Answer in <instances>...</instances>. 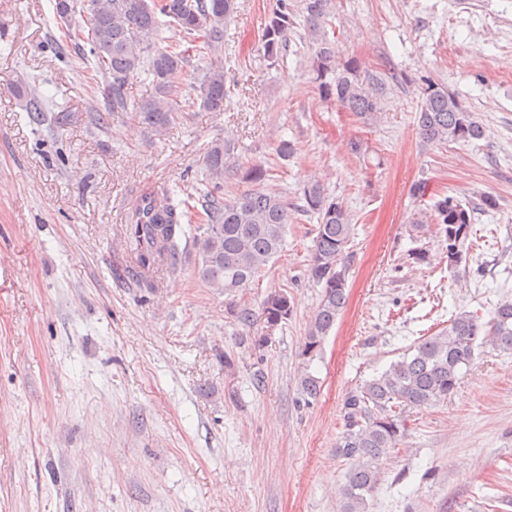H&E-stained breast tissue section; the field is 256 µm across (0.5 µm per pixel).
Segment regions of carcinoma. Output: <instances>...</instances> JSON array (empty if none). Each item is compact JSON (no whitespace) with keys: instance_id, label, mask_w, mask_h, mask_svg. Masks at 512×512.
<instances>
[{"instance_id":"1","label":"carcinoma","mask_w":512,"mask_h":512,"mask_svg":"<svg viewBox=\"0 0 512 512\" xmlns=\"http://www.w3.org/2000/svg\"><path fill=\"white\" fill-rule=\"evenodd\" d=\"M93 5L85 16L87 42L98 68L109 77L112 94V111L98 113L93 120L107 125L121 113L152 133L162 134L181 117L179 97L187 60L183 52L153 49L159 17L170 19L193 37L195 50L218 54L224 22L236 11V0H93ZM54 9L57 20L71 23L74 0H55ZM301 13L304 29L315 45L313 66L323 96L360 115L374 117L384 111L382 78L361 75V64L355 59L336 65V43L325 31L331 0H301ZM294 27L288 0H276L263 34L268 59H279ZM142 72L151 78L153 92L145 99H133L127 94L128 84ZM199 91L203 107L212 112L224 110L228 89L222 61L212 63ZM416 130L425 144L469 142L485 135L482 124L458 97L435 84L422 93ZM230 151V142H218L205 158L206 172L215 185L214 191L206 194L208 225L198 241L199 275L210 286L224 289L225 295L236 297L282 251L291 214L288 200L259 189L246 190L229 200L219 196L224 157ZM301 211L317 220L307 272L321 287V294L308 326L305 353L310 354L320 348L346 306L347 283L340 277L339 265L353 224L343 202L328 195L319 183L304 188ZM435 211L445 237L448 268L455 269L466 260L471 211L450 196L438 201ZM187 216L166 189L141 194L135 207L136 223L125 231V247L132 258L125 272L148 288L156 287L151 272L177 263L178 238ZM263 313L271 327L288 321L293 313L288 293L269 292ZM486 345L512 350L511 301L500 303L487 323L471 311H458L448 321L447 330L420 340L388 369L348 393L336 442V456L349 465L342 488V512H368V498L381 481V462L407 434L409 410L447 400L459 384L462 368L471 363L477 348ZM300 392L305 403H310L319 395V381L310 374L302 375Z\"/></svg>"}]
</instances>
